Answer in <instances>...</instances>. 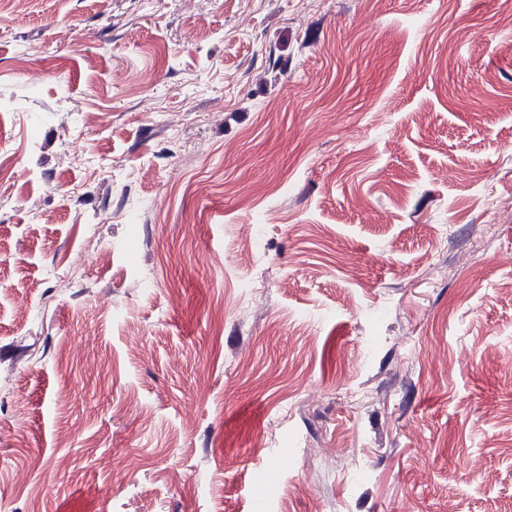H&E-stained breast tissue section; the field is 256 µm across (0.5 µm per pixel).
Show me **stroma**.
I'll return each instance as SVG.
<instances>
[{"label":"stroma","mask_w":512,"mask_h":512,"mask_svg":"<svg viewBox=\"0 0 512 512\" xmlns=\"http://www.w3.org/2000/svg\"><path fill=\"white\" fill-rule=\"evenodd\" d=\"M0 163V512H512L502 0H29Z\"/></svg>","instance_id":"1"}]
</instances>
